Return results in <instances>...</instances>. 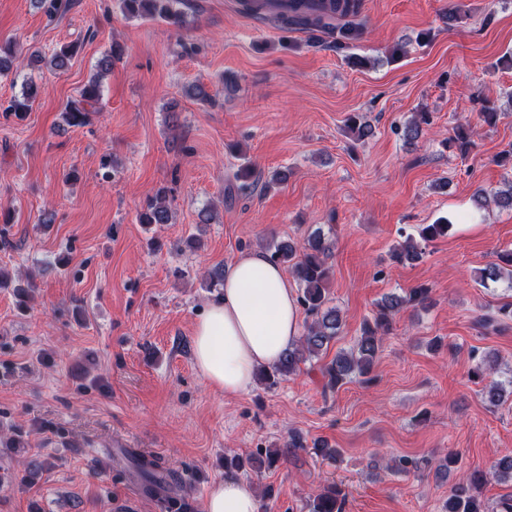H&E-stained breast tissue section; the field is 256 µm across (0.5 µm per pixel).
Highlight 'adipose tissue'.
Instances as JSON below:
<instances>
[{
  "instance_id": "adipose-tissue-1",
  "label": "adipose tissue",
  "mask_w": 512,
  "mask_h": 512,
  "mask_svg": "<svg viewBox=\"0 0 512 512\" xmlns=\"http://www.w3.org/2000/svg\"><path fill=\"white\" fill-rule=\"evenodd\" d=\"M300 335L297 298L287 275L260 251L232 262L219 298L193 327V358L210 388L227 397L251 390L259 369L276 364ZM203 512H259L253 484L228 475Z\"/></svg>"
}]
</instances>
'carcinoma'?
Returning <instances> with one entry per match:
<instances>
[{
    "label": "carcinoma",
    "mask_w": 512,
    "mask_h": 512,
    "mask_svg": "<svg viewBox=\"0 0 512 512\" xmlns=\"http://www.w3.org/2000/svg\"><path fill=\"white\" fill-rule=\"evenodd\" d=\"M188 0H120V8L128 17L160 19L180 27L185 22V13L181 6ZM285 11L270 17L278 26L290 31L301 32L308 36L310 44L317 46L331 43L340 51L350 47L363 33L361 16L362 0H283ZM79 46L64 44L55 51L53 64L57 69L67 66L70 59L77 54ZM38 96V87L32 82L23 84L22 99H14L7 111L23 113L29 110ZM100 101V83L95 78L85 85L79 99L69 102L64 108L67 124L82 126L87 123L89 113L98 111ZM430 121L429 113L418 112L404 127L403 137L409 144H414L421 135V124ZM348 128L357 138L365 139L373 134L369 123L353 115L348 118ZM449 143L463 155L473 146L470 130L464 126L456 128ZM237 178L240 181L238 191L247 194L256 185L254 168L243 165ZM142 224H168L171 210L167 203L166 191L160 190L147 200L138 214ZM452 224L440 219L433 224H425L419 230V237L409 234L397 243L392 250V260L397 263H413L424 254L422 244L448 235ZM333 248V241L321 229L309 233L302 243L283 241L273 245L270 260L289 269L301 290L300 303L307 315L304 334L297 343L288 347L278 364L271 370L263 369L258 379L266 388L276 387L282 378L293 375L300 369V364L319 357L335 341L342 328L340 311L331 305L329 284L333 276L328 259ZM508 272L512 284V250L506 249L496 253V261L480 271L481 283L497 282L503 272ZM430 298V289L417 286L404 295L388 294L375 303L372 318L363 322L360 336L350 351H340L322 368L326 383L323 390L333 391L342 387L355 377L370 375L375 367L379 353L382 351L383 337L390 331L393 316L408 305H425ZM512 321V302L502 304L492 316H482L478 324L485 328L498 330L503 320ZM458 463V455L450 453L441 460H430L421 464L418 461L399 457L393 460V468L400 473L420 471L422 467L435 466L438 473H448ZM134 464L143 483L157 493L167 491V475L158 466L143 456L135 457ZM498 481L512 482V455H505L495 461L488 471L475 470L460 479L448 489V500L444 512H488L476 495V489L487 476ZM347 493L338 485L331 484L317 494L311 512H345Z\"/></svg>",
    "instance_id": "carcinoma-1"
}]
</instances>
